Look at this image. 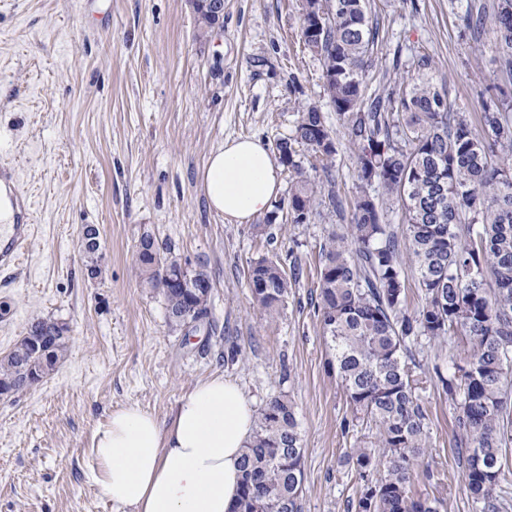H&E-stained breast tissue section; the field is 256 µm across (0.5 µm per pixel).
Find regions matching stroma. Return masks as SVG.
Returning a JSON list of instances; mask_svg holds the SVG:
<instances>
[{
	"label": "stroma",
	"mask_w": 512,
	"mask_h": 512,
	"mask_svg": "<svg viewBox=\"0 0 512 512\" xmlns=\"http://www.w3.org/2000/svg\"><path fill=\"white\" fill-rule=\"evenodd\" d=\"M382 41L367 77L377 85L395 48L429 55L435 82L478 116L498 81L490 40L474 42L457 15L468 0H376ZM300 0H224V24L200 33L189 0H0V158L16 163L33 202L34 236L19 276L0 275V354L37 316L68 323L70 351L37 387L0 398V512H123L92 484L83 448L117 408L170 423L181 395L221 376L260 408L297 405L304 448L303 512H354L360 481L345 460L357 440L339 379L327 366L317 309L320 248L346 221L328 205L307 224L287 210L245 224L212 211L199 174L223 141L292 136L300 105L336 114L317 56L299 37ZM100 231L101 275L88 279L85 226ZM170 243L213 283L206 327L168 325L162 296L141 285L139 239ZM302 268L269 320L250 305L251 263L270 254ZM429 463L415 494L446 512H482L453 442L455 409L422 393Z\"/></svg>",
	"instance_id": "stroma-1"
}]
</instances>
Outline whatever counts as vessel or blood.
<instances>
[{
    "mask_svg": "<svg viewBox=\"0 0 512 512\" xmlns=\"http://www.w3.org/2000/svg\"><path fill=\"white\" fill-rule=\"evenodd\" d=\"M0 204L9 211L6 223L0 224V272L14 274L31 242L32 202L15 167L6 161L0 163Z\"/></svg>",
    "mask_w": 512,
    "mask_h": 512,
    "instance_id": "vessel-or-blood-1",
    "label": "vessel or blood"
}]
</instances>
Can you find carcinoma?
<instances>
[{
  "label": "carcinoma",
  "instance_id": "carcinoma-1",
  "mask_svg": "<svg viewBox=\"0 0 512 512\" xmlns=\"http://www.w3.org/2000/svg\"><path fill=\"white\" fill-rule=\"evenodd\" d=\"M318 23L300 15V38L322 64L325 87L355 157L356 192L349 202L332 190L335 132L309 104L297 112L294 134L276 143L292 180L288 215L294 224L317 214L325 178L333 207L350 208L342 234L320 248L318 306L327 364L345 390L353 421L375 425L376 439L351 449L347 462L361 481L356 512H442L444 500L412 491L429 448L421 392L425 380L411 346L466 341L463 356L437 383L456 406L454 443L466 488L482 512H500L495 494L502 451L512 443V0L468 3L459 20L476 41L490 37L504 84L483 101L479 126L454 109L434 82L432 59L393 58L403 74L368 92L380 28L375 0H332ZM301 145L315 163L297 161ZM85 269L101 274V247L84 248ZM136 261L142 285L162 295L168 323L183 311L210 316L212 292L172 284L165 271L181 266L168 244L145 232ZM417 275L421 305H406L405 264ZM300 271L286 272L278 254L253 262L248 288L267 318L288 303ZM59 321L37 317L0 356V391L26 392L23 382L53 373L70 336L52 334ZM234 512H302L300 423L286 395L270 398L255 419L241 462Z\"/></svg>",
  "mask_w": 512,
  "mask_h": 512
}]
</instances>
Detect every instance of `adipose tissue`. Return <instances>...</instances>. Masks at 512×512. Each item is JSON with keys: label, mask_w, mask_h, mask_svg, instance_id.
Here are the masks:
<instances>
[{"label": "adipose tissue", "mask_w": 512, "mask_h": 512, "mask_svg": "<svg viewBox=\"0 0 512 512\" xmlns=\"http://www.w3.org/2000/svg\"><path fill=\"white\" fill-rule=\"evenodd\" d=\"M283 168L258 138L224 141L200 179L211 210L238 223L269 211ZM255 414L221 376L184 393L169 424L131 405L113 410L84 449L91 482L125 512H233Z\"/></svg>", "instance_id": "1"}]
</instances>
